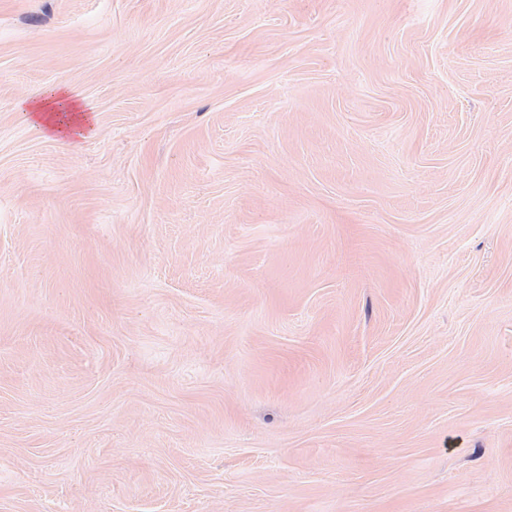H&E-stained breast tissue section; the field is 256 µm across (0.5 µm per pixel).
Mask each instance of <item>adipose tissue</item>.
Here are the masks:
<instances>
[{
	"label": "adipose tissue",
	"mask_w": 512,
	"mask_h": 512,
	"mask_svg": "<svg viewBox=\"0 0 512 512\" xmlns=\"http://www.w3.org/2000/svg\"><path fill=\"white\" fill-rule=\"evenodd\" d=\"M22 112L25 119L55 136L83 138L94 131L93 115L86 103L62 86L37 93L24 103Z\"/></svg>",
	"instance_id": "adipose-tissue-1"
}]
</instances>
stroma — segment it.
Here are the masks:
<instances>
[{
  "label": "stroma",
  "mask_w": 512,
  "mask_h": 512,
  "mask_svg": "<svg viewBox=\"0 0 512 512\" xmlns=\"http://www.w3.org/2000/svg\"><path fill=\"white\" fill-rule=\"evenodd\" d=\"M0 512H512V0H0ZM25 119L42 125L54 136L84 138L94 131V119L86 103L74 97L64 86L37 93L21 107ZM68 112H77L68 116ZM59 113L68 119L59 118Z\"/></svg>",
  "instance_id": "stroma-1"
}]
</instances>
